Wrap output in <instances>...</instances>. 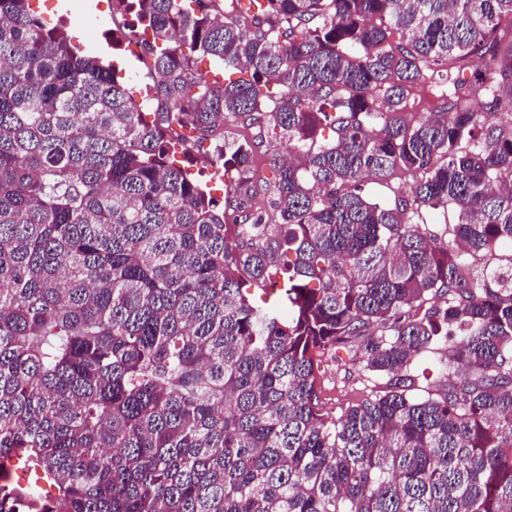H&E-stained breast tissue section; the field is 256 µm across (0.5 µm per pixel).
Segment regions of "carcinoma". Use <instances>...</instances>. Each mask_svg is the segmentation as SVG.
Here are the masks:
<instances>
[{
	"mask_svg": "<svg viewBox=\"0 0 512 512\" xmlns=\"http://www.w3.org/2000/svg\"><path fill=\"white\" fill-rule=\"evenodd\" d=\"M198 2L112 0L162 42L150 120L0 0V460L58 488L0 484V512H512V0ZM430 78L452 91L411 121ZM230 117L274 173L232 224L166 144L236 163ZM397 169L408 194L363 196ZM342 352L384 389L336 417ZM444 381L443 371L436 356H431L419 368V380L417 391L420 395H426L427 391L439 389Z\"/></svg>",
	"mask_w": 512,
	"mask_h": 512,
	"instance_id": "carcinoma-1",
	"label": "carcinoma"
}]
</instances>
